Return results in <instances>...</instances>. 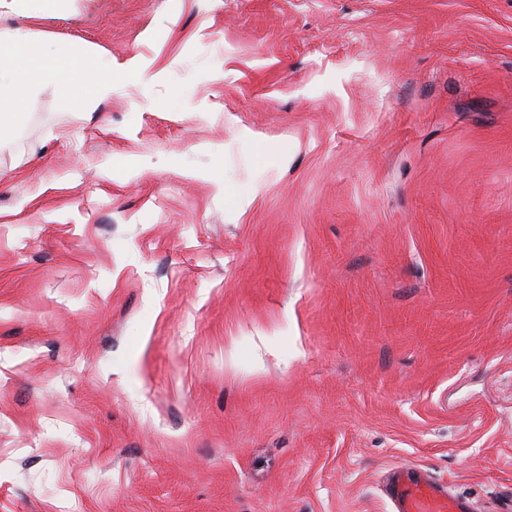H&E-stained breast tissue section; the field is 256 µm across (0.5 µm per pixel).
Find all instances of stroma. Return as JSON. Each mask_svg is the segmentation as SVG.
Returning a JSON list of instances; mask_svg holds the SVG:
<instances>
[{"label":"stroma","mask_w":512,"mask_h":512,"mask_svg":"<svg viewBox=\"0 0 512 512\" xmlns=\"http://www.w3.org/2000/svg\"><path fill=\"white\" fill-rule=\"evenodd\" d=\"M17 30L114 70L0 141V512H386L402 462L512 505V0H0ZM120 69L134 76L146 90L166 77V69L151 72L145 62L137 56L131 57L125 63L121 64Z\"/></svg>","instance_id":"1"}]
</instances>
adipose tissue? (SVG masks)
Returning a JSON list of instances; mask_svg holds the SVG:
<instances>
[{
    "label": "adipose tissue",
    "mask_w": 512,
    "mask_h": 512,
    "mask_svg": "<svg viewBox=\"0 0 512 512\" xmlns=\"http://www.w3.org/2000/svg\"><path fill=\"white\" fill-rule=\"evenodd\" d=\"M82 67L93 94L86 105L109 98L112 82L104 76L111 70L108 60H87L83 49L72 48L69 55L59 59H38L31 36L23 32L0 34V105L32 94L40 82L61 79L66 69Z\"/></svg>",
    "instance_id": "ef3b65f1"
}]
</instances>
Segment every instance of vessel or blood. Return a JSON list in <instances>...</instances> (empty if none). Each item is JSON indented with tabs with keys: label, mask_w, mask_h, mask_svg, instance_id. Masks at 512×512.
Wrapping results in <instances>:
<instances>
[{
	"label": "vessel or blood",
	"mask_w": 512,
	"mask_h": 512,
	"mask_svg": "<svg viewBox=\"0 0 512 512\" xmlns=\"http://www.w3.org/2000/svg\"><path fill=\"white\" fill-rule=\"evenodd\" d=\"M384 495L391 512H476L467 498L449 495L446 487L434 482L417 465H401L386 475Z\"/></svg>",
	"instance_id": "1"
}]
</instances>
